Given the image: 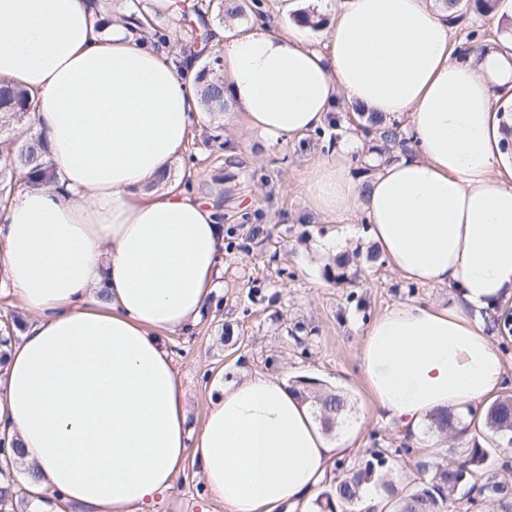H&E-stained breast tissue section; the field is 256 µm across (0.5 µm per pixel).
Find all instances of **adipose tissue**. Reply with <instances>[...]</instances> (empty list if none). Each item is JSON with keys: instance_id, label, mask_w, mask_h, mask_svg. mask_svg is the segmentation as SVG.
<instances>
[{"instance_id": "1", "label": "adipose tissue", "mask_w": 512, "mask_h": 512, "mask_svg": "<svg viewBox=\"0 0 512 512\" xmlns=\"http://www.w3.org/2000/svg\"><path fill=\"white\" fill-rule=\"evenodd\" d=\"M334 21L326 50L301 26L227 20L225 122L268 142L329 123L340 103L403 121L407 149L348 175L358 135L315 168L309 191L336 217L361 207L393 271L450 288L453 308L403 303L366 328L360 368L378 412L413 435L502 389L483 317L512 299V153L500 108L512 55L452 59L453 13L436 0H313ZM195 66L96 31L85 0H0V80L32 95L57 182L0 209V271L34 317L5 344L0 435L33 468L30 492L81 512H145L195 460L227 512H305L351 435L325 434L278 377L225 383L199 430L169 345L224 286L218 193L168 179L202 115Z\"/></svg>"}]
</instances>
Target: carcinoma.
I'll return each instance as SVG.
<instances>
[{"mask_svg": "<svg viewBox=\"0 0 512 512\" xmlns=\"http://www.w3.org/2000/svg\"><path fill=\"white\" fill-rule=\"evenodd\" d=\"M102 26L112 24V17L138 36L142 42L152 49H160L170 42L172 28L161 26L144 10L142 0H117L123 11L114 13L112 0H87ZM448 7L459 12L473 9L483 15L491 12L498 0H442ZM217 8L218 13L230 17L239 13V8L230 6L224 0L208 3L202 9L196 3H183L173 12L177 21L186 19L194 13L205 21L203 10ZM219 59L202 66L198 79L205 82L202 91L203 105L207 112L224 111V82L222 75L215 73ZM31 103L28 93L19 87L4 84L0 86V205L8 203L15 188L16 178L24 180L29 187H44L55 183L54 162L46 143L33 132L31 120ZM358 117L366 118L354 128L345 127L341 118L329 124L333 133L326 134L318 129L315 135L328 138V146H333L339 139V131L362 130L367 136L381 142L389 148H404L410 137L402 129V122L386 121L372 114L366 116L358 113ZM262 214L258 212L242 213L237 223L225 225V250L250 251L264 247L271 239V228L259 223ZM353 258L346 255L336 261V269H328V276L338 284L350 283L360 277V268L349 271ZM307 400L315 406L322 418L326 430L342 420L346 411V399L335 389L317 382H310L306 392ZM432 424L441 433L459 435L461 431L454 425V414L442 410L432 416ZM482 425L496 435V439L483 443L478 437H472V443L465 450V459L459 463L442 460L421 465L420 477L401 493L395 492L389 480L393 451L389 448H373L370 458L352 466L343 463L337 465L340 475L334 479L333 489L323 493L325 503L320 508L327 512H362L361 489L363 484L372 477H378L379 488L394 500L395 512H451L456 502L457 492L468 488L466 496L473 506H484L492 503L498 512H512V480L502 477L499 471L512 473V466L505 461L501 468H495L492 452L512 445V396L503 395L495 399L485 409ZM0 505L12 509L27 497L23 484L14 479L6 478V470L0 467Z\"/></svg>", "mask_w": 512, "mask_h": 512, "instance_id": "obj_1", "label": "carcinoma"}]
</instances>
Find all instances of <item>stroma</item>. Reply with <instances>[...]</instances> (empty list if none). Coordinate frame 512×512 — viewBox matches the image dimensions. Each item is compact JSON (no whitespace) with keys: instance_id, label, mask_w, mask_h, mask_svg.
I'll use <instances>...</instances> for the list:
<instances>
[{"instance_id":"obj_1","label":"stroma","mask_w":512,"mask_h":512,"mask_svg":"<svg viewBox=\"0 0 512 512\" xmlns=\"http://www.w3.org/2000/svg\"><path fill=\"white\" fill-rule=\"evenodd\" d=\"M478 42L511 43L512 16L495 19L471 12L457 19L454 57ZM217 127L222 138L209 142ZM329 156L311 133L268 143L210 112L194 125L184 156L173 165L176 180L199 192L221 188L224 223L258 211L273 237L265 249L228 258L224 291L213 297L192 332L172 337L174 364L186 390L188 421L195 427L225 382L253 370L290 385L303 377L337 388L347 400L343 421L354 434L347 462L363 458L376 445L395 449L392 474L403 489L417 478L419 464L431 460L432 451L375 411L359 369L360 335L368 321L392 305L420 302L450 308L456 298L448 287L411 284L386 266L367 269L362 281L349 288L327 279L324 267L313 262L311 245L334 234L337 224L315 206L307 182ZM299 322L308 333L302 345L291 336ZM146 512L225 510L209 497L198 464L191 462Z\"/></svg>"}]
</instances>
